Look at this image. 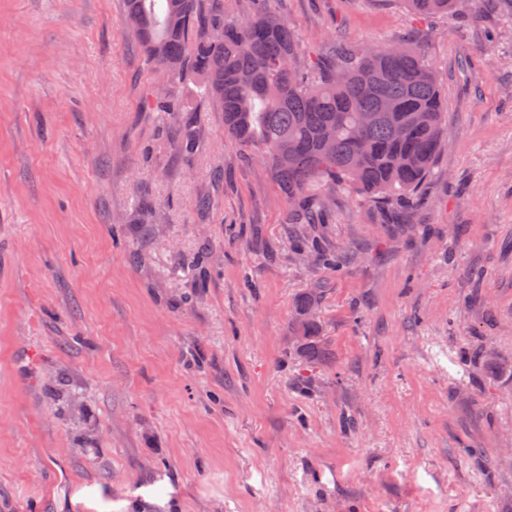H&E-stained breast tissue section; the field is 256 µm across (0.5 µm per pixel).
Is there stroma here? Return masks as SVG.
Listing matches in <instances>:
<instances>
[{
  "instance_id": "35a3bbf8",
  "label": "stroma",
  "mask_w": 512,
  "mask_h": 512,
  "mask_svg": "<svg viewBox=\"0 0 512 512\" xmlns=\"http://www.w3.org/2000/svg\"><path fill=\"white\" fill-rule=\"evenodd\" d=\"M274 7L322 61L399 41L439 75L416 207L289 223L124 0H0V512H512V0ZM315 301L316 297L314 295H310L301 300L299 304V315L301 316L299 322L304 332V336H299V338L304 341H307L310 337L315 336Z\"/></svg>"
}]
</instances>
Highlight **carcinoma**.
<instances>
[{
    "instance_id": "cac0c4a2",
    "label": "carcinoma",
    "mask_w": 512,
    "mask_h": 512,
    "mask_svg": "<svg viewBox=\"0 0 512 512\" xmlns=\"http://www.w3.org/2000/svg\"><path fill=\"white\" fill-rule=\"evenodd\" d=\"M271 2L255 0L250 16L226 21L224 0H125L151 69L169 82L201 78L224 112V134L270 168L292 223H318L338 188L414 206L445 146L437 74L404 44L346 49L328 65L302 57ZM407 2L420 14L455 4ZM315 301L299 304L304 341L314 336Z\"/></svg>"
}]
</instances>
